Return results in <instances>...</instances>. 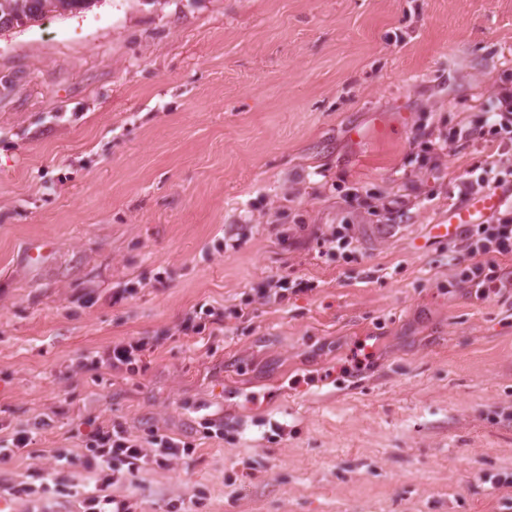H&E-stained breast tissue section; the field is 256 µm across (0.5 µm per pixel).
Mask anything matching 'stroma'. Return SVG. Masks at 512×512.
Returning <instances> with one entry per match:
<instances>
[{"instance_id":"1","label":"stroma","mask_w":512,"mask_h":512,"mask_svg":"<svg viewBox=\"0 0 512 512\" xmlns=\"http://www.w3.org/2000/svg\"><path fill=\"white\" fill-rule=\"evenodd\" d=\"M501 85L512 0H98L0 32V439L33 438L0 489L59 450L87 485L119 423L195 448L114 486L138 512H512V285L453 287L437 230L512 145L415 141L491 124ZM139 339L135 372L85 368ZM478 169L468 172V177L463 183L466 192L478 193L491 182L500 185L506 181L504 177L507 173L499 170V166L496 164L486 165L481 168V172L476 174Z\"/></svg>"}]
</instances>
